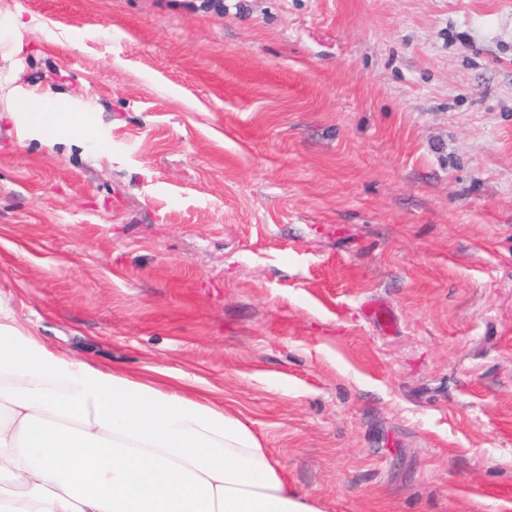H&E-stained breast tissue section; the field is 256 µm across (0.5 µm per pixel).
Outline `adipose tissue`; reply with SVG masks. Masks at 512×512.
<instances>
[{
	"instance_id": "ef3b65f1",
	"label": "adipose tissue",
	"mask_w": 512,
	"mask_h": 512,
	"mask_svg": "<svg viewBox=\"0 0 512 512\" xmlns=\"http://www.w3.org/2000/svg\"><path fill=\"white\" fill-rule=\"evenodd\" d=\"M0 512H318L210 402L50 348L0 310Z\"/></svg>"
}]
</instances>
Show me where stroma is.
<instances>
[{
    "instance_id": "35a3bbf8",
    "label": "stroma",
    "mask_w": 512,
    "mask_h": 512,
    "mask_svg": "<svg viewBox=\"0 0 512 512\" xmlns=\"http://www.w3.org/2000/svg\"><path fill=\"white\" fill-rule=\"evenodd\" d=\"M200 2L0 0V307L320 512H512V0Z\"/></svg>"
}]
</instances>
